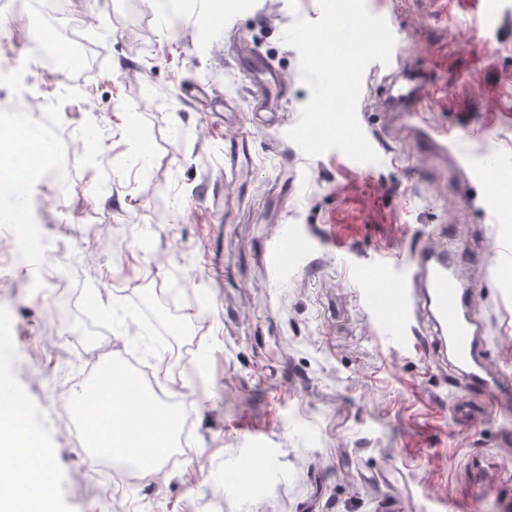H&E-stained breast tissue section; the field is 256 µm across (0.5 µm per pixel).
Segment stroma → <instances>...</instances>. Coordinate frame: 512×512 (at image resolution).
<instances>
[{
	"instance_id": "stroma-1",
	"label": "stroma",
	"mask_w": 512,
	"mask_h": 512,
	"mask_svg": "<svg viewBox=\"0 0 512 512\" xmlns=\"http://www.w3.org/2000/svg\"><path fill=\"white\" fill-rule=\"evenodd\" d=\"M376 3L399 59L435 88L423 122L464 118L473 155L512 163V0ZM297 15L318 19L317 0L294 14L287 0H175L167 13L155 0H66L61 19L42 0H0V54L15 72L0 95L40 89L57 104L40 123L96 138L66 160L78 191L47 178L32 192L40 232L67 245L64 278L34 299L31 269L0 253V316L14 328L0 375L15 381L56 474L46 512H447L479 462L493 475L476 512H512V410L484 409L452 367L386 340L363 299L364 273L393 253L410 261L434 225L495 247L512 227L430 153L373 170L336 149L306 157L287 137L310 98L282 40ZM71 20L96 60L75 81L32 51L49 30L67 44ZM253 52L283 89L277 112L244 125ZM133 115L138 150L123 134ZM362 120L387 159L409 150L394 113ZM283 224L311 248L274 278L262 247ZM474 313L490 369L512 378V261L483 282ZM129 352L152 370L145 390L178 393L191 414L176 463L121 488L62 431L58 406L95 355L117 364ZM464 399L476 409L465 422L453 413ZM257 443L265 467L243 490L230 475Z\"/></svg>"
}]
</instances>
